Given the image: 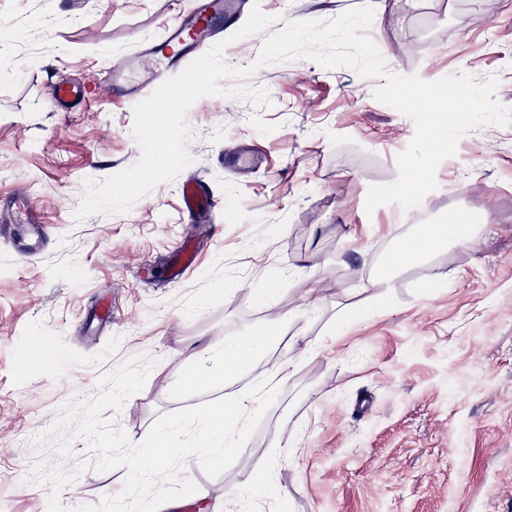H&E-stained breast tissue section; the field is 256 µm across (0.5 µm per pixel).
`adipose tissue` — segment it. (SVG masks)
<instances>
[{
  "mask_svg": "<svg viewBox=\"0 0 512 512\" xmlns=\"http://www.w3.org/2000/svg\"><path fill=\"white\" fill-rule=\"evenodd\" d=\"M421 242L402 240L400 252L413 260L428 258L430 252L423 248V240H433L437 246H445L449 239L464 242L470 240L472 232L463 224H436L421 233ZM269 342L266 333L253 332L248 336H235L224 343V366L246 378V386L239 393L225 400L223 406L213 411L207 419L194 427L193 447L222 448L228 451L241 449L245 445L242 429L244 420L254 411L265 406L276 394L281 383L294 371L297 362L288 358L276 362L264 374L252 375L251 362L261 356Z\"/></svg>",
  "mask_w": 512,
  "mask_h": 512,
  "instance_id": "1",
  "label": "adipose tissue"
}]
</instances>
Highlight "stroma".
Wrapping results in <instances>:
<instances>
[{
  "instance_id": "1",
  "label": "stroma",
  "mask_w": 512,
  "mask_h": 512,
  "mask_svg": "<svg viewBox=\"0 0 512 512\" xmlns=\"http://www.w3.org/2000/svg\"><path fill=\"white\" fill-rule=\"evenodd\" d=\"M371 4L369 30L392 72L433 81L459 72L499 79L512 108V0H260L291 20H328ZM191 0H0V225L42 224L47 243L22 257L0 237V512H47L39 463L80 469L83 439L57 459L47 436L65 405L98 391L121 363L154 360L143 390L103 413L130 440L207 417L242 380L202 366L198 348L265 327L252 375L302 356L247 443L218 477L196 457L197 490L179 512H512V127L464 135L426 196L432 221L476 229L422 262L378 269L419 232L395 205L366 215L369 185L397 177L412 121L373 96L375 80L297 59L247 84L271 105L206 97L188 113L192 159L124 213L75 221L86 179L137 162L133 108L103 88L104 62L136 55ZM85 92L69 112L47 90ZM246 140L268 158L238 176L219 157ZM206 180L223 204L188 224L178 189ZM202 256L178 282L165 259L184 237ZM373 301L361 304L358 288ZM112 323L91 324L104 296ZM290 440L273 447L275 437ZM272 465L281 491L241 496L244 472ZM62 490L73 512L118 493L127 473L80 470Z\"/></svg>"
}]
</instances>
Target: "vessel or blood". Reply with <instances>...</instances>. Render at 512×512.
Listing matches in <instances>:
<instances>
[{
	"instance_id": "b4317fda",
	"label": "vessel or blood",
	"mask_w": 512,
	"mask_h": 512,
	"mask_svg": "<svg viewBox=\"0 0 512 512\" xmlns=\"http://www.w3.org/2000/svg\"><path fill=\"white\" fill-rule=\"evenodd\" d=\"M245 6V0H192L188 11L171 23L162 41L147 44L141 49L140 54L149 65L147 84L159 85L182 71L190 56L201 53L215 35L217 22H233ZM180 193L185 212L194 216H202L205 211L219 206L198 179L187 180ZM198 252L199 248L193 241L177 243L166 264L168 281L177 282L194 266Z\"/></svg>"
}]
</instances>
